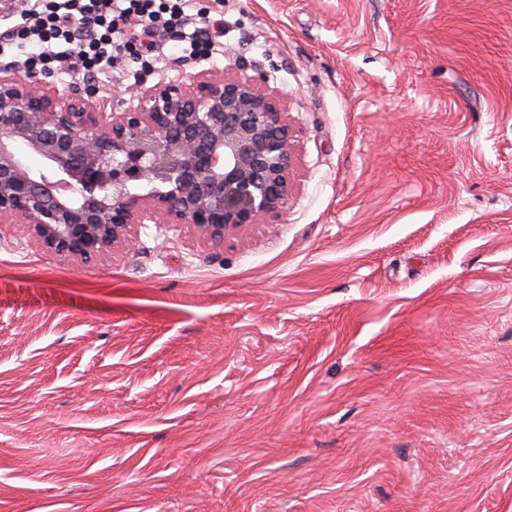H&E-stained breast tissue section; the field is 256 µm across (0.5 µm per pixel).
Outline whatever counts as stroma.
Segmentation results:
<instances>
[{
    "label": "stroma",
    "mask_w": 512,
    "mask_h": 512,
    "mask_svg": "<svg viewBox=\"0 0 512 512\" xmlns=\"http://www.w3.org/2000/svg\"><path fill=\"white\" fill-rule=\"evenodd\" d=\"M245 60L292 195L212 245L85 265L0 228V512H512V0H189Z\"/></svg>",
    "instance_id": "1"
}]
</instances>
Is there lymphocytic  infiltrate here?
Returning <instances> with one entry per match:
<instances>
[{"mask_svg": "<svg viewBox=\"0 0 512 512\" xmlns=\"http://www.w3.org/2000/svg\"><path fill=\"white\" fill-rule=\"evenodd\" d=\"M187 0H47L44 11L32 12L20 39L33 47L30 67L48 72L53 63H67L84 73L113 67L121 53L140 59L145 70L155 59L141 58L135 46L132 24L162 33L189 34V52L197 57L212 53L213 41L206 28L195 26L194 15L185 11ZM71 45V52L57 50L58 42Z\"/></svg>", "mask_w": 512, "mask_h": 512, "instance_id": "obj_1", "label": "lymphocytic infiltrate"}]
</instances>
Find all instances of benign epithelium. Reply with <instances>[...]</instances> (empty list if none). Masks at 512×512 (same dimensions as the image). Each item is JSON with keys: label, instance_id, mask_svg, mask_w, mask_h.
Here are the masks:
<instances>
[{"label": "benign epithelium", "instance_id": "obj_1", "mask_svg": "<svg viewBox=\"0 0 512 512\" xmlns=\"http://www.w3.org/2000/svg\"><path fill=\"white\" fill-rule=\"evenodd\" d=\"M267 83L235 62L102 112L86 87L0 77V224H26L38 244L87 264L147 222L188 224L223 244L288 204L294 135Z\"/></svg>", "mask_w": 512, "mask_h": 512}]
</instances>
